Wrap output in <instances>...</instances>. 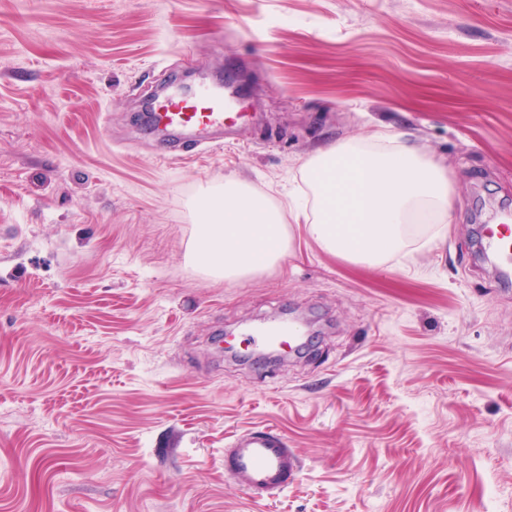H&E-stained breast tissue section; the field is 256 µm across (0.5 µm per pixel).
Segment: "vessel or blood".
<instances>
[{
    "mask_svg": "<svg viewBox=\"0 0 512 512\" xmlns=\"http://www.w3.org/2000/svg\"><path fill=\"white\" fill-rule=\"evenodd\" d=\"M155 128L174 137V147L198 146L205 136L221 134L238 126L240 113L224 99L220 88L206 89L191 97L176 94L155 98L151 105ZM489 248L505 263L512 264V225L492 224L485 229ZM302 334L300 326L289 322L265 323L242 336L246 347L257 349L275 345L294 350ZM299 467L283 438L258 430L237 436L224 452V474L238 487L256 494L283 492Z\"/></svg>",
    "mask_w": 512,
    "mask_h": 512,
    "instance_id": "vessel-or-blood-1",
    "label": "vessel or blood"
}]
</instances>
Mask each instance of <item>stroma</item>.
Here are the masks:
<instances>
[{"label": "stroma", "mask_w": 512, "mask_h": 512, "mask_svg": "<svg viewBox=\"0 0 512 512\" xmlns=\"http://www.w3.org/2000/svg\"><path fill=\"white\" fill-rule=\"evenodd\" d=\"M225 81L252 121L156 159L148 93ZM382 130L447 169L446 240L379 267L290 214L318 148ZM280 208L274 268L186 260L199 189ZM512 0H0V512H512ZM302 312L301 357L219 336ZM270 430L288 489L224 476ZM485 239L489 248L498 253L506 264H512V225L488 224Z\"/></svg>", "instance_id": "stroma-1"}]
</instances>
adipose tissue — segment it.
Here are the masks:
<instances>
[{
  "label": "adipose tissue",
  "mask_w": 512,
  "mask_h": 512,
  "mask_svg": "<svg viewBox=\"0 0 512 512\" xmlns=\"http://www.w3.org/2000/svg\"><path fill=\"white\" fill-rule=\"evenodd\" d=\"M307 193L292 215L325 252L379 266L412 253L410 225L425 216L429 244L452 221L448 172L399 135L382 131L319 150L301 167ZM195 237L187 258L211 278L235 281L268 270L290 247L279 211L243 184L202 188L194 205Z\"/></svg>",
  "instance_id": "adipose-tissue-1"
}]
</instances>
